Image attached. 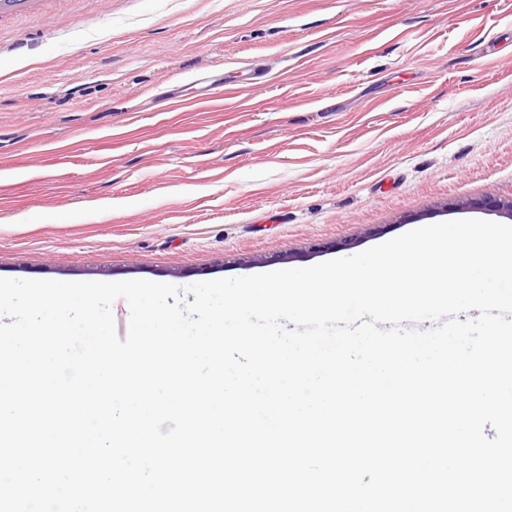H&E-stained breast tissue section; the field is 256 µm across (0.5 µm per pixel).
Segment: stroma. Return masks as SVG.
I'll list each match as a JSON object with an SVG mask.
<instances>
[{
  "instance_id": "stroma-1",
  "label": "stroma",
  "mask_w": 512,
  "mask_h": 512,
  "mask_svg": "<svg viewBox=\"0 0 512 512\" xmlns=\"http://www.w3.org/2000/svg\"><path fill=\"white\" fill-rule=\"evenodd\" d=\"M512 199V0H0V278L311 266Z\"/></svg>"
}]
</instances>
